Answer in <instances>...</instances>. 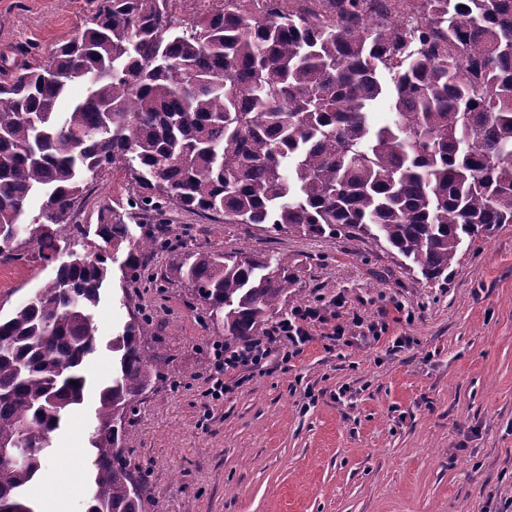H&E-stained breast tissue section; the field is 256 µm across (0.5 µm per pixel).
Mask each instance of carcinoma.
Wrapping results in <instances>:
<instances>
[{"instance_id": "cac0c4a2", "label": "carcinoma", "mask_w": 512, "mask_h": 512, "mask_svg": "<svg viewBox=\"0 0 512 512\" xmlns=\"http://www.w3.org/2000/svg\"><path fill=\"white\" fill-rule=\"evenodd\" d=\"M96 0L84 28L37 61L0 53V253L20 233L57 260L89 182L127 179L125 214L165 224L179 209L214 223L370 238L428 281L448 276L464 238L512 224V0ZM73 83L85 97L59 100ZM387 100L389 122L372 123ZM39 200L38 213L21 218ZM123 214V215H125ZM123 215L98 235L128 243L126 279L150 287L166 245L129 240ZM108 274L70 251L36 292L0 317V446L51 438L84 400L93 310ZM166 278L184 283L233 340L261 336L296 295L283 257L186 248ZM134 314L108 347L112 380L90 434L88 512H140L121 462L135 400L164 361ZM45 449L0 459V512H22Z\"/></svg>"}]
</instances>
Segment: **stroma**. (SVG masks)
<instances>
[{
	"instance_id": "1",
	"label": "stroma",
	"mask_w": 512,
	"mask_h": 512,
	"mask_svg": "<svg viewBox=\"0 0 512 512\" xmlns=\"http://www.w3.org/2000/svg\"><path fill=\"white\" fill-rule=\"evenodd\" d=\"M92 8L0 0V51L47 55ZM127 195L123 175L108 172L79 202L85 249L106 255L108 277L86 363L92 387L45 462L58 481L25 488L37 512H81L96 387L112 378L107 343L140 307L155 312L144 342L166 360L123 451L146 479L142 512H512V224L465 240L447 279L429 282L368 239L175 215L166 235L189 247L286 257L302 303L319 302L346 329L333 341L330 326L315 324L287 368L267 366L215 401L207 392L223 328L201 325L181 283L125 287L126 249L98 234L101 213ZM53 273L36 259L0 278V315Z\"/></svg>"
}]
</instances>
